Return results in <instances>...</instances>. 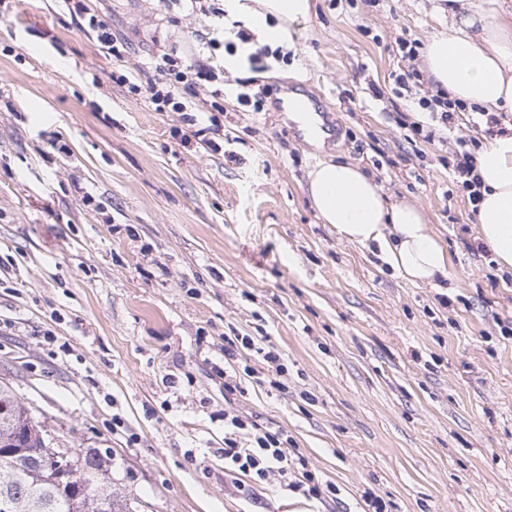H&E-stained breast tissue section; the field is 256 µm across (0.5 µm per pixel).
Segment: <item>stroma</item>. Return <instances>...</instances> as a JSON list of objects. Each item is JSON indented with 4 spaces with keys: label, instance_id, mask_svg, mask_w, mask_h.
<instances>
[{
    "label": "stroma",
    "instance_id": "1",
    "mask_svg": "<svg viewBox=\"0 0 512 512\" xmlns=\"http://www.w3.org/2000/svg\"><path fill=\"white\" fill-rule=\"evenodd\" d=\"M287 60L244 67L263 111L224 80L218 151L184 140L113 82L154 73L157 49L200 52L212 18L164 0H92L126 39L123 62L63 0L0 6V380L46 418L55 447L112 454L140 512H512V280L481 240L394 37L425 42L435 0H311ZM383 89L375 97L372 86ZM329 106L315 145L275 109L287 91ZM360 166L420 206L449 256L444 288L396 275L340 239L303 191L309 170ZM267 336L283 391L224 400V339ZM286 430L337 500L251 501L224 473V413Z\"/></svg>",
    "mask_w": 512,
    "mask_h": 512
}]
</instances>
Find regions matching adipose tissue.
Returning a JSON list of instances; mask_svg holds the SVG:
<instances>
[{
	"label": "adipose tissue",
	"instance_id": "obj_1",
	"mask_svg": "<svg viewBox=\"0 0 512 512\" xmlns=\"http://www.w3.org/2000/svg\"><path fill=\"white\" fill-rule=\"evenodd\" d=\"M448 0L452 21L433 32L422 66L449 99L489 112H512V7L489 0ZM311 0H224V17L241 23L256 40L293 46L297 23L309 20ZM482 181L479 235L500 269L512 270V133L488 137L476 157ZM322 223L361 246H377L402 278L420 284L447 276V250L423 210L387 201L381 185L357 165L323 161L304 186Z\"/></svg>",
	"mask_w": 512,
	"mask_h": 512
}]
</instances>
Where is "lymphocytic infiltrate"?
Wrapping results in <instances>:
<instances>
[{"mask_svg": "<svg viewBox=\"0 0 512 512\" xmlns=\"http://www.w3.org/2000/svg\"><path fill=\"white\" fill-rule=\"evenodd\" d=\"M68 11L82 18L98 42L115 59H123L129 49L126 39L113 34L109 23L99 15L90 13L86 0H64ZM156 78L142 79L139 73L118 75L117 83L126 86L128 92L149 100L158 112H185L192 105L187 99L194 88L223 81V65L201 60H189L178 56L175 49H168L156 57ZM421 108L431 114L432 126L413 121L409 127L415 140L434 142L438 132L455 127L459 113L466 105L459 100L448 99L442 90L425 91L419 98ZM479 144L475 138L457 136L448 167L457 183L463 188L470 204L480 201L481 181L476 172L475 151ZM224 462L230 472H241L249 479L242 485V493L255 497L259 487L275 483L282 493H300L318 499L322 494H336L335 485H323L315 471L310 469L304 454L296 447L287 432L261 422L259 416L225 415Z\"/></svg>", "mask_w": 512, "mask_h": 512, "instance_id": "obj_1", "label": "lymphocytic infiltrate"}]
</instances>
